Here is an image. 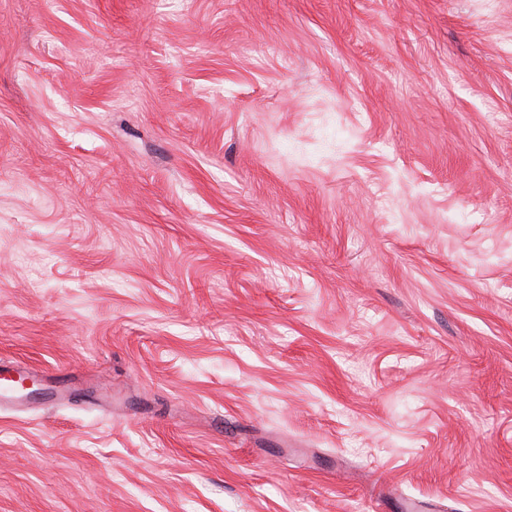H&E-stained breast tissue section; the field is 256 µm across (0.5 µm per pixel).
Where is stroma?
Masks as SVG:
<instances>
[{
    "label": "stroma",
    "instance_id": "1",
    "mask_svg": "<svg viewBox=\"0 0 512 512\" xmlns=\"http://www.w3.org/2000/svg\"><path fill=\"white\" fill-rule=\"evenodd\" d=\"M0 512H512V0H0Z\"/></svg>",
    "mask_w": 512,
    "mask_h": 512
}]
</instances>
